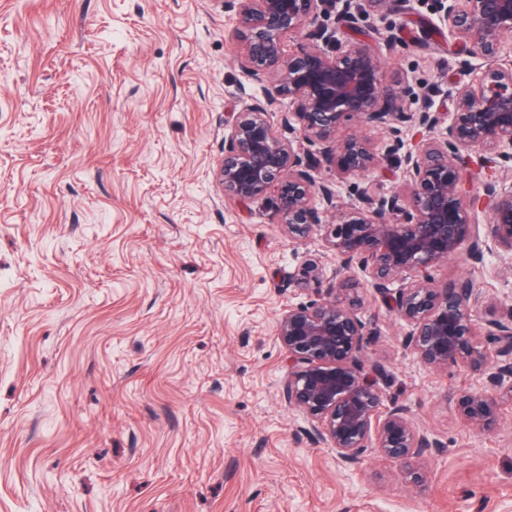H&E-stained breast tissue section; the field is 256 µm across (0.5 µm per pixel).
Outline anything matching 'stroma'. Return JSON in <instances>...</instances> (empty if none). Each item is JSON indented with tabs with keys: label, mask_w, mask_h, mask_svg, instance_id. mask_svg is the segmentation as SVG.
<instances>
[{
	"label": "stroma",
	"mask_w": 512,
	"mask_h": 512,
	"mask_svg": "<svg viewBox=\"0 0 512 512\" xmlns=\"http://www.w3.org/2000/svg\"><path fill=\"white\" fill-rule=\"evenodd\" d=\"M236 25L222 0H0V512H512V400L498 431L466 426L456 399L484 376L422 366L371 288L382 400L440 443L424 478L374 452L339 465L286 403L277 319L316 297L288 278L339 262L319 228L288 238L266 201L215 184L225 117L288 107L242 67ZM337 30L377 44L386 86H430L438 112L484 71L438 0ZM338 136L387 152L366 175L317 167L344 206L394 191L426 132ZM433 277L473 280L486 344L512 259L461 254Z\"/></svg>",
	"instance_id": "obj_1"
}]
</instances>
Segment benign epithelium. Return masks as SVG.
Instances as JSON below:
<instances>
[{"label": "benign epithelium", "instance_id": "1", "mask_svg": "<svg viewBox=\"0 0 512 512\" xmlns=\"http://www.w3.org/2000/svg\"><path fill=\"white\" fill-rule=\"evenodd\" d=\"M328 0H225L236 11L235 37L241 64L257 80H270L272 93L288 100L281 130L259 102L244 105L224 122V157L216 179L224 195L239 201L265 198L288 237L303 238L323 228L327 247L340 259L336 276L305 259L288 285L305 290L327 284V298L288 308L277 338L288 355L283 396L309 423V436L329 442L336 460L347 466L374 450L406 463L421 462L439 448L420 431L406 408L383 404L384 367L368 364L364 351L371 332L359 316V282L346 276L360 270L370 288L409 327L404 346L426 368L465 364L487 372L484 386L465 391L456 409L480 432H494L502 420V398H512V306L485 324L490 347L476 342L473 308L481 296L473 282L435 285L432 271L466 252L480 260L487 251L512 255V186L489 189L490 221L474 232L464 169L474 150L512 158V67L496 63L505 37H512V0H439L448 35L469 45L487 61L476 84L459 87L449 116L427 108L409 112L410 88L384 85L381 61L364 41L319 45L325 33L319 18ZM338 25L352 27L359 12L346 2ZM304 33L309 46L285 57L282 41ZM355 120L393 128L410 123L430 132L448 123L444 136L430 137L403 159L405 193L380 199L360 196L334 224L321 222L317 202L334 207L329 181L315 175L324 163L345 177L376 170L382 156L364 139L339 140L338 128ZM403 281L394 290L391 285Z\"/></svg>", "mask_w": 512, "mask_h": 512}]
</instances>
